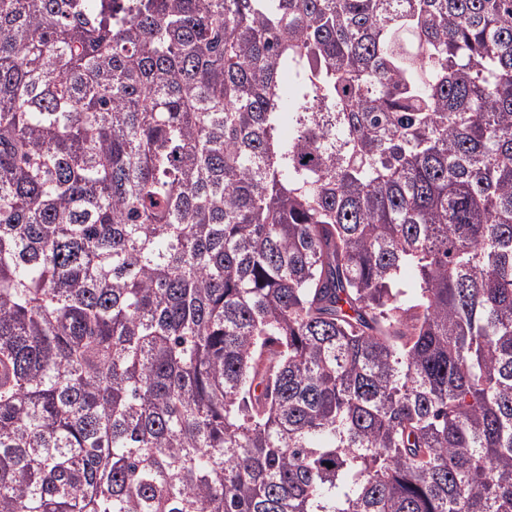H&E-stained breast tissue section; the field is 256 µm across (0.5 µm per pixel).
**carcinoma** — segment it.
Listing matches in <instances>:
<instances>
[{"label": "carcinoma", "mask_w": 512, "mask_h": 512, "mask_svg": "<svg viewBox=\"0 0 512 512\" xmlns=\"http://www.w3.org/2000/svg\"><path fill=\"white\" fill-rule=\"evenodd\" d=\"M0 512H512V0H0Z\"/></svg>", "instance_id": "1"}]
</instances>
